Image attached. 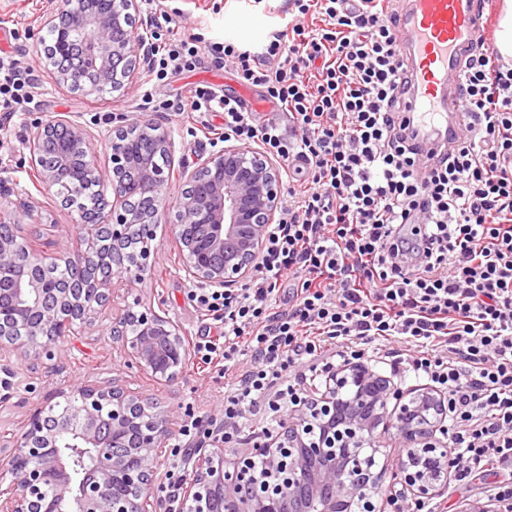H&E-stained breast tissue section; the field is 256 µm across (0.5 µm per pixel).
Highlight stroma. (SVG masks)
Masks as SVG:
<instances>
[{"label": "stroma", "mask_w": 512, "mask_h": 512, "mask_svg": "<svg viewBox=\"0 0 512 512\" xmlns=\"http://www.w3.org/2000/svg\"><path fill=\"white\" fill-rule=\"evenodd\" d=\"M161 5L181 15L186 31L209 41L231 37L244 48L259 45L269 32L283 29L287 23L284 0H161ZM46 8V0H0V52L33 66L40 78L37 111L8 120L0 117V177L13 179L29 200L28 207L12 205L8 213L12 222L32 232V240L39 250L53 253L64 247L74 251L79 238L75 230L77 214L63 207L54 192L39 188L28 167L21 141L37 123L62 115L92 130L105 131L135 120L153 122L166 129L174 141L169 170L175 173L180 163L195 164L199 156L209 155L213 148L209 142L191 136L190 129L195 125L192 118L166 120L163 113L155 110L156 102L175 96L184 98L196 88L209 86L239 94L255 111L271 109L260 90L243 85L229 67L186 71L151 87L140 73L132 89L104 96L92 90L72 91L57 81L53 67L45 60L47 27L43 14ZM174 222L169 214L155 227L148 279L139 284L123 274L114 276L109 302L97 308L90 321L71 335L59 366L33 364L8 350H0V366L10 368L12 386L10 399L0 400V435L20 434L47 393L75 384L98 386L113 381L174 409L171 432L175 435L180 432L187 409H194L205 418L221 409L224 381L216 374L198 370L196 358L187 359L174 381L161 384L139 370L110 335L113 321L137 304L169 318L189 339H196L204 332L205 321L186 298L191 284L183 271L185 256L172 233ZM376 445L377 467L385 475L380 495L387 500L400 490L392 476L399 470L402 445L392 431L378 435ZM498 480L497 474L488 473L462 482L449 481L447 488L432 497L430 503L438 512H460L465 503L488 501L490 490Z\"/></svg>", "instance_id": "1"}]
</instances>
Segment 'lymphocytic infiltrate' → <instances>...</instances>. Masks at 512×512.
Segmentation results:
<instances>
[{"mask_svg": "<svg viewBox=\"0 0 512 512\" xmlns=\"http://www.w3.org/2000/svg\"><path fill=\"white\" fill-rule=\"evenodd\" d=\"M144 3L150 77L233 64L280 114L259 116L211 87L164 111L220 113L225 140L272 157L285 177L280 221L249 281L188 294L219 328L194 355L224 378V410L187 416L166 496L193 449L284 428L306 400L302 368L330 344L345 363L384 354L443 394L458 480L511 469L512 67L486 43L471 50L466 137L424 175L419 131L400 104L409 79L393 0H289L297 20L258 51L200 46L158 0ZM37 86L32 69L0 56L1 114L34 111Z\"/></svg>", "mask_w": 512, "mask_h": 512, "instance_id": "obj_1", "label": "lymphocytic infiltrate"}]
</instances>
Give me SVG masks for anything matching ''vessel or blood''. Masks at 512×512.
Wrapping results in <instances>:
<instances>
[{
  "instance_id": "obj_1",
  "label": "vessel or blood",
  "mask_w": 512,
  "mask_h": 512,
  "mask_svg": "<svg viewBox=\"0 0 512 512\" xmlns=\"http://www.w3.org/2000/svg\"><path fill=\"white\" fill-rule=\"evenodd\" d=\"M484 0H404L400 46L413 64L415 88L410 117L426 137L424 151L455 146L464 131L458 96L466 49L481 33Z\"/></svg>"
}]
</instances>
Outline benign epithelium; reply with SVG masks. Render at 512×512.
I'll list each match as a JSON object with an SVG mask.
<instances>
[{"label":"benign epithelium","mask_w":512,"mask_h":512,"mask_svg":"<svg viewBox=\"0 0 512 512\" xmlns=\"http://www.w3.org/2000/svg\"><path fill=\"white\" fill-rule=\"evenodd\" d=\"M44 23L65 32L55 49L58 80L73 90L83 87L72 37L79 35L104 81L131 88L134 75L123 71L128 60L147 61L146 35L126 28L124 17L88 0H49ZM148 145L141 154L138 180L152 202L150 220H137L128 209L125 177L131 156L112 150L111 168L98 163L95 144L112 142V132L95 133L65 116L35 126L22 146L29 163L46 188L57 185L69 166V154L81 155L85 179L112 191V203L99 216L111 239L121 242L140 228L145 256H150V226L169 210V180L151 163L155 151L172 153L167 130L149 121L134 123ZM56 141L61 164L46 168L41 153ZM211 175L202 192L183 191L174 208L179 222L174 235L185 255V277L194 285L234 288L252 272L271 225L278 223L282 181L276 163L255 150L229 145L183 167L193 185ZM19 237L0 235V273L12 288L0 293L27 331L0 347L38 364L64 356L61 320L72 302L70 289L56 287L33 270L64 262L76 263L95 252L97 262L110 271L87 286L82 295L93 300L75 313L79 324L89 321L95 305L108 302L109 285L121 269L112 266V253L83 242L76 252L62 248L53 255L27 250L24 269L15 271ZM138 331L128 334V322ZM112 340L126 347L137 367L164 382L174 380L190 355V343L179 328L155 311L128 309L112 326ZM315 402L291 415L283 432L266 438L240 456L226 457L224 449L196 450L192 475L181 485L182 512H384L380 503L381 473L374 471L378 432L395 429L404 447L400 474L402 490L428 498L448 486V449L435 437L443 399L425 387L403 392L362 364L335 369L322 386L313 387ZM76 394L79 403L66 419L51 423L47 412L32 414L10 453L0 460V512H165L164 500L154 494L159 449L169 436L174 412L153 400L108 384L60 390L56 396ZM70 431L78 448L98 451L95 466L80 478L66 466L58 443ZM55 486L51 498L47 484Z\"/></svg>","instance_id":"benign-epithelium-1"}]
</instances>
